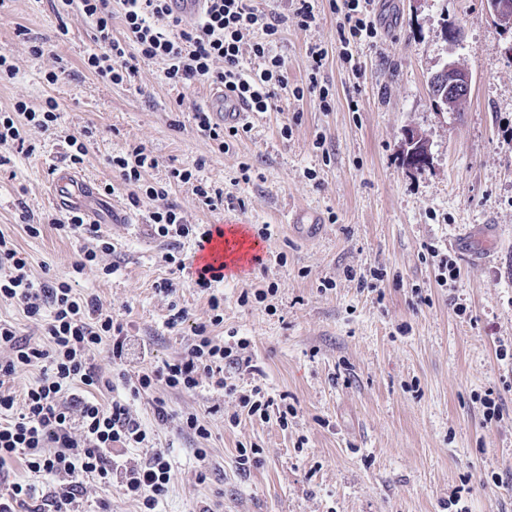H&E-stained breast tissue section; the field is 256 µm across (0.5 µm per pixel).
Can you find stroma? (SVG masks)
Returning <instances> with one entry per match:
<instances>
[{"label": "stroma", "instance_id": "35a3bbf8", "mask_svg": "<svg viewBox=\"0 0 512 512\" xmlns=\"http://www.w3.org/2000/svg\"><path fill=\"white\" fill-rule=\"evenodd\" d=\"M315 7V24H289L276 50L293 87L308 81L310 48L327 49L318 74L327 99L291 98L251 115V131L222 154L193 118L208 84L173 86L159 60L140 63L132 83L106 82L83 66L95 29L77 0H6L0 51L18 73L0 81V113L20 99L37 111L52 99L59 118L47 132L27 128L25 144L0 143V236L25 253L31 279L99 297L147 343L149 360L130 354L132 368L182 357L202 323L217 342L250 340L251 367L236 375V393L160 386L129 400L153 434L130 458L157 447L174 460L162 512H449L453 493L460 512H512V354H496L512 345V140L503 133L512 127V30L484 0H375L377 42L353 47L350 65L329 0ZM452 24L464 32L456 46L445 37ZM40 38L53 41V56L31 55ZM450 62L469 71L471 93L461 111L440 112L428 77ZM60 65L68 77L48 83ZM410 130L429 144L420 170L403 152ZM72 136L85 140L80 169L99 186L97 204L117 202L132 223L101 226L95 239L48 223L50 169L66 162ZM138 145L158 157L146 180L166 194L134 204L129 188L105 187L114 181L110 158ZM194 164L224 192L216 209L170 176ZM169 205L191 224L250 226L264 244L262 263L201 291L164 262L171 244L150 227L151 212ZM291 207L319 212L322 234L300 237L287 222ZM103 241L110 250H100ZM91 248L95 262L76 272ZM442 255L460 270L444 286ZM169 278L176 293L160 289ZM272 285L275 294L255 299ZM213 294L224 300L217 326L208 323ZM176 307L188 318L173 326ZM255 385L293 407L287 425L248 416L239 397ZM489 389L501 397L492 420L479 402ZM160 404L196 414L208 437L158 424ZM251 446L259 453L245 474L237 456Z\"/></svg>", "mask_w": 512, "mask_h": 512}]
</instances>
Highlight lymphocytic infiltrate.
Segmentation results:
<instances>
[{"instance_id":"obj_1","label":"lymphocytic infiltrate","mask_w":512,"mask_h":512,"mask_svg":"<svg viewBox=\"0 0 512 512\" xmlns=\"http://www.w3.org/2000/svg\"><path fill=\"white\" fill-rule=\"evenodd\" d=\"M373 3L334 0L342 46L369 44L377 38ZM79 5L95 27L96 46L84 56L83 65L112 84L131 82L139 62L159 60L172 85L188 88L206 82L222 87L250 112L272 110L286 93L298 100L314 93L323 99L328 96L318 80L327 55L324 48H310L311 75L304 88L289 87L286 60L273 50L288 21L302 28L316 22L312 0H291L288 17L267 13L250 0H205L202 13L190 23L172 13L169 0H79ZM116 14L125 29L120 38L112 34ZM255 29L262 31V39L244 44L245 34ZM247 54L259 59L258 69L245 68ZM110 164L116 178L130 187L131 201L157 196L145 174L157 168L159 160L144 147L112 157ZM150 223L157 236L173 242L189 237L202 242L209 237L186 223L173 206L152 212ZM5 264L14 274L0 280V298L16 302L28 318L46 321L48 343H30L16 327L0 322V345L13 352L0 364V373L10 375L37 363L43 366L42 376L23 398L0 392V467L19 456L35 476L33 482L11 484L0 494V512H75L74 504L89 477L99 478L105 488H118L137 502L139 512H158L174 476L168 452L156 448L146 460L129 461L126 450L147 444L148 430L125 404L115 401L106 407L87 396L102 383L92 353L103 341H111L115 365H123L127 358L131 338L123 323L104 310L98 297L80 296L65 282L33 281L26 272V256L0 237V266ZM197 331L199 338L185 356L126 378L131 396L160 384L181 391L205 384L226 388L224 367L244 363L249 340L221 346L206 336L205 326Z\"/></svg>"}]
</instances>
